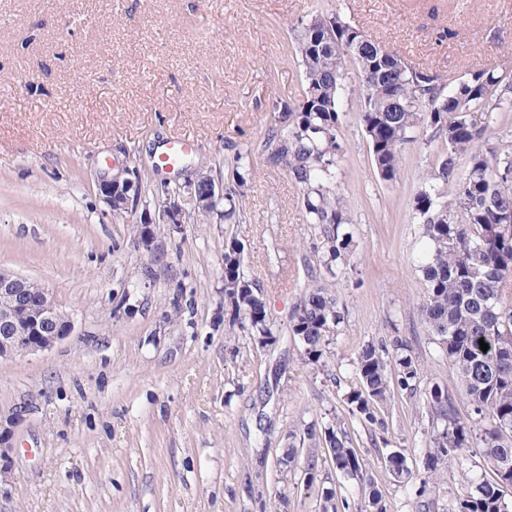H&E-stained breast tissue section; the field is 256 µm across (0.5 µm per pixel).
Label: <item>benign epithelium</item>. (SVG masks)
<instances>
[{"mask_svg": "<svg viewBox=\"0 0 512 512\" xmlns=\"http://www.w3.org/2000/svg\"><path fill=\"white\" fill-rule=\"evenodd\" d=\"M126 167L112 172L99 171L97 186L109 206L132 207V199L120 200L115 187L120 185ZM182 206L168 198L162 205L161 217L167 224L180 223ZM72 318L63 312L54 293L45 287L33 288L30 279L0 268V360L49 350L70 334Z\"/></svg>", "mask_w": 512, "mask_h": 512, "instance_id": "obj_1", "label": "benign epithelium"}]
</instances>
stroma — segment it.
<instances>
[{"mask_svg":"<svg viewBox=\"0 0 512 512\" xmlns=\"http://www.w3.org/2000/svg\"><path fill=\"white\" fill-rule=\"evenodd\" d=\"M312 0H0V268L51 289L73 320L51 350L0 362V512H319L273 458L289 431L345 412L367 343L407 340L425 384L452 373L421 319L423 248L412 204L433 157L405 145L380 180L356 110L345 114L340 188L356 234L337 288L345 320L317 370L288 317L319 276L297 185L258 162L242 220L206 217L155 249L132 244L95 186L96 170L154 144L191 139L189 177L224 175L232 149L261 153L272 98L296 96L289 29ZM416 66L460 77L512 61V0H324ZM452 28L455 38L442 37ZM503 33L490 40V30ZM245 245L278 331L264 349L224 337V238ZM383 426L357 434L388 512H456L489 468L475 449L435 485L410 461L396 482L386 447L419 448L424 392H395ZM287 504H278L276 492Z\"/></svg>","mask_w":512,"mask_h":512,"instance_id":"obj_1","label":"stroma"}]
</instances>
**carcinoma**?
Masks as SVG:
<instances>
[{"label": "carcinoma", "mask_w": 512, "mask_h": 512, "mask_svg": "<svg viewBox=\"0 0 512 512\" xmlns=\"http://www.w3.org/2000/svg\"><path fill=\"white\" fill-rule=\"evenodd\" d=\"M291 49L302 70V89L294 99L272 101L278 113L262 144L266 163L284 169L302 191L301 205L318 242L319 265L333 278L310 285L289 318L290 334L316 366L333 356L334 336L344 315L335 279L351 262L354 228L338 192L341 128L347 101V63L356 69L360 96L358 120L369 144L371 163L385 182L397 179L403 146L422 141L435 150V161L414 197L413 211L422 226L424 249L419 271L425 283L421 318L448 360L454 384L473 407L475 422H463L449 388L434 385L427 396L430 413L425 444L413 449L427 477L462 462L461 450L477 448L491 474L462 489L457 512H512L505 489L512 487V144L492 146L490 139L505 112H512V77L472 67L460 78L442 79L386 50L336 10L315 9L291 28ZM224 220L236 218L235 199L253 179L252 150L236 148L227 162ZM122 193L139 201L146 194L167 198L190 195L180 186L157 183L137 170ZM245 246L224 238V316L233 336H245L258 348L277 342L266 311L264 289L250 277ZM488 344L480 349L479 341ZM397 374L391 376L388 366ZM359 388L346 397L349 421L288 433L292 443L276 457L285 471L305 442L323 445L329 470L356 480L365 491L363 512H387L383 491L368 477L356 434L380 423L378 410L394 388L418 390L423 373L406 341L392 350L372 343L356 358ZM400 483L411 474L407 451L384 457ZM331 488L321 494L320 512H339Z\"/></svg>", "instance_id": "obj_1"}]
</instances>
